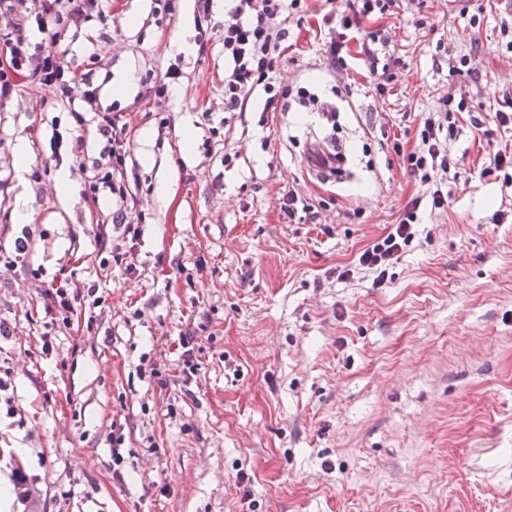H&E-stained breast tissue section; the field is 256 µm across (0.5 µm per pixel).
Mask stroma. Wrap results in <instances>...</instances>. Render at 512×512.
<instances>
[{
	"instance_id": "1",
	"label": "stroma",
	"mask_w": 512,
	"mask_h": 512,
	"mask_svg": "<svg viewBox=\"0 0 512 512\" xmlns=\"http://www.w3.org/2000/svg\"><path fill=\"white\" fill-rule=\"evenodd\" d=\"M307 6L287 22L275 76L338 108L333 129L294 95L264 113L260 90L225 120L224 40L198 45L194 0H176L164 30L153 0H114L105 22L59 43L68 66L96 47L101 102L131 119L133 275L98 265L70 113L34 85L0 101V249L31 240L0 268L12 329L0 380L16 409H0V512H512V184L481 174L495 149H512V128L487 138L473 126L512 101V7L400 0L384 22L399 63L382 96L358 41L346 70L332 67L319 28L328 0ZM101 28L107 40L92 42ZM120 79L129 88L116 97ZM447 94L465 108L435 210L402 155ZM331 136L345 168L310 174L308 143ZM291 189L317 218L287 219ZM415 197L416 241L374 284L355 259ZM343 267L353 276L338 278ZM68 277L101 301L51 334L40 292ZM189 330L200 347L190 379ZM116 426L132 452L118 467Z\"/></svg>"
}]
</instances>
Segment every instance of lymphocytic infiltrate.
Wrapping results in <instances>:
<instances>
[{
	"mask_svg": "<svg viewBox=\"0 0 512 512\" xmlns=\"http://www.w3.org/2000/svg\"><path fill=\"white\" fill-rule=\"evenodd\" d=\"M101 0H0V101L9 98L28 82H38L51 91L56 102L67 106L74 121L71 153L74 163L85 175L84 201L89 213L97 217V242L115 266L126 272L136 269V241L140 228L135 224L129 206L130 184L127 176L128 146L131 124L123 113L112 111L100 101L94 84L98 53H90L86 63L72 67L59 64L54 49L69 28L81 27L101 19ZM302 0H228L224 22L212 23L211 0H195L199 22L208 23L211 32L224 37V110L242 111L255 92L263 90L265 110H277L291 92L274 78L276 64L285 50L288 30L284 25ZM398 0H339L336 7L339 28L331 36L328 52L336 67H344V50L362 20H378L396 15ZM50 32L49 41H33L31 28ZM389 34L368 33L362 43L364 64L376 81L377 93H387L395 78V59L388 54ZM451 97H443L438 111L429 113L422 122L420 143L404 155L410 175L431 186L433 208H442L445 197L435 188L434 176L448 169V154L441 146V135L454 131ZM94 130L101 143L99 156L86 163V132ZM108 193L112 209L107 217H99L100 195ZM420 198H412L404 208L402 219L390 232L374 240L358 257V265L374 274L375 283H384L388 271L412 245L417 236ZM95 286L83 287L65 281L47 288L41 299L44 312L55 331L70 329L76 305L82 299L95 297Z\"/></svg>",
	"mask_w": 512,
	"mask_h": 512,
	"instance_id": "f902f5d3",
	"label": "lymphocytic infiltrate"
}]
</instances>
